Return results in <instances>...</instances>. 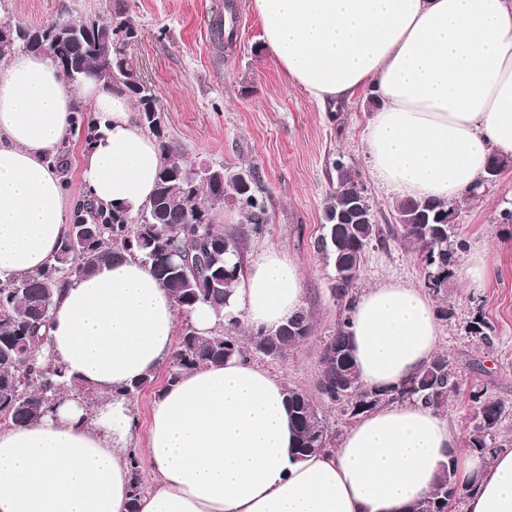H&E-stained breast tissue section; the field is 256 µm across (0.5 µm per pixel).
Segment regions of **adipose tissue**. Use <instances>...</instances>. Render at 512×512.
Returning <instances> with one entry per match:
<instances>
[{
  "instance_id": "adipose-tissue-1",
  "label": "adipose tissue",
  "mask_w": 512,
  "mask_h": 512,
  "mask_svg": "<svg viewBox=\"0 0 512 512\" xmlns=\"http://www.w3.org/2000/svg\"><path fill=\"white\" fill-rule=\"evenodd\" d=\"M278 69L322 108L376 102L363 130L369 173L399 197L463 199L491 154L512 158V0H251ZM98 130L80 157L87 197L133 213L152 195L162 155L130 98L95 75L72 83L51 52L14 51L0 66V282L52 261L72 216L52 164ZM303 308L287 253L252 257L223 312L199 305L198 331L236 320L272 332ZM179 314L139 259L74 278L58 293L46 348L67 376L112 398L95 417L66 401L0 428V512H405L443 466L468 485L467 512H512V448H467L446 413L395 402L357 419L335 450L298 460L282 378L235 357L165 386L143 455L153 486L132 490L134 419L116 389L173 353ZM437 311L418 288L387 281L351 311L362 384L389 389L435 353Z\"/></svg>"
}]
</instances>
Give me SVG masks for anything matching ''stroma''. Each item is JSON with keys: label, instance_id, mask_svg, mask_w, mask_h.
Segmentation results:
<instances>
[{"label": "stroma", "instance_id": "35a3bbf8", "mask_svg": "<svg viewBox=\"0 0 512 512\" xmlns=\"http://www.w3.org/2000/svg\"><path fill=\"white\" fill-rule=\"evenodd\" d=\"M229 1L236 10L234 37L220 42L212 24ZM249 2L125 0L140 31L134 53L165 110L172 142L191 163L251 167L257 173L271 220L263 236L247 241L245 251L277 247L297 263L313 332L284 359L255 351L251 361L312 393L323 343L335 334L339 311L333 266L316 249L334 159L360 173L382 230L395 224L396 196L368 174L361 135L374 101L361 98L337 112L322 110L269 61ZM111 6L112 0H0V16L27 23L83 20L107 17ZM506 208H512V167L482 198L465 204L460 217L469 249L486 252L494 275L479 290L449 280L444 294L451 315L440 323L438 349L457 362L459 382L447 413L465 434L472 429L473 393L512 402V224L500 221ZM387 280L423 285L418 260L392 237L385 247L367 252L355 289ZM478 316L488 325L489 341L469 333ZM166 379V368H159L154 382L126 401L136 420L137 447L146 445L152 405Z\"/></svg>", "mask_w": 512, "mask_h": 512}]
</instances>
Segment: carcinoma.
Here are the masks:
<instances>
[{
	"instance_id": "carcinoma-1",
	"label": "carcinoma",
	"mask_w": 512,
	"mask_h": 512,
	"mask_svg": "<svg viewBox=\"0 0 512 512\" xmlns=\"http://www.w3.org/2000/svg\"><path fill=\"white\" fill-rule=\"evenodd\" d=\"M10 38L0 41V60L12 51L52 52L63 71L75 83L94 74L125 92L133 101L140 125L151 134L163 155L155 191L135 213L106 212L84 200L75 206L70 224L54 262L31 275L0 283V415L3 425H22L53 409L54 401L83 385L67 379L55 367L31 359L44 344L56 293L69 278L93 273L116 256H137L150 266L159 282L170 291L184 317L200 304L220 311L227 305L231 288L244 271L247 239L263 234L270 217L255 183L243 179L245 171L227 166L209 167L212 176L195 174L183 151L167 133V125L150 116L161 112L153 86L146 81L133 52L131 38L139 28L123 0H113L104 19L55 18L37 25L7 19ZM336 187L327 194L324 214L347 209L359 174L342 160L334 161ZM461 201L420 200L410 197L395 202L400 241L422 264L425 287L437 296L448 287L450 268L466 249L458 224H435L433 218ZM230 201L244 215L245 224L234 234L216 228L217 208ZM365 221L324 222L316 248L333 265L334 297L340 306L336 334L324 343L318 392L350 425L361 415L390 402L418 400L438 410L447 406L458 389L453 359L436 353L411 378L386 390L363 386L351 348L349 312L356 300L354 287L367 251L384 243L373 210ZM312 333L310 314L302 310L288 326L272 333H254L250 347L239 337L215 329L204 335L186 322L168 365L167 381L201 366H219L238 356L248 359L252 349L271 359L284 357ZM287 402L297 434L296 454L305 457L336 448V430L327 422L318 402L300 388H287ZM505 402L484 393L472 397L473 431L467 447L481 454L496 452L495 433L505 413ZM467 497L454 468L444 467L431 493L411 504L406 512H454Z\"/></svg>"
}]
</instances>
